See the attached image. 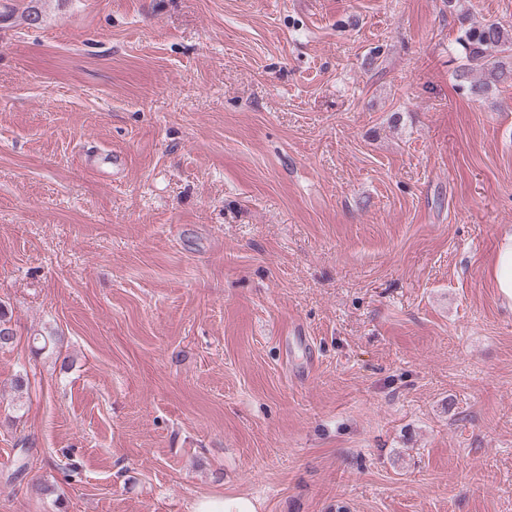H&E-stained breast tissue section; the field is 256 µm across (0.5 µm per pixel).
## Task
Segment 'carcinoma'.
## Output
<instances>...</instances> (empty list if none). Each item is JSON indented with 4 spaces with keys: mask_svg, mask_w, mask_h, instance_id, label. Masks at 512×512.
<instances>
[{
    "mask_svg": "<svg viewBox=\"0 0 512 512\" xmlns=\"http://www.w3.org/2000/svg\"><path fill=\"white\" fill-rule=\"evenodd\" d=\"M458 44L465 63L456 72L475 98H485L501 84L512 81V25L485 21L461 28ZM16 335L0 310V349L12 347Z\"/></svg>",
    "mask_w": 512,
    "mask_h": 512,
    "instance_id": "cac0c4a2",
    "label": "carcinoma"
}]
</instances>
